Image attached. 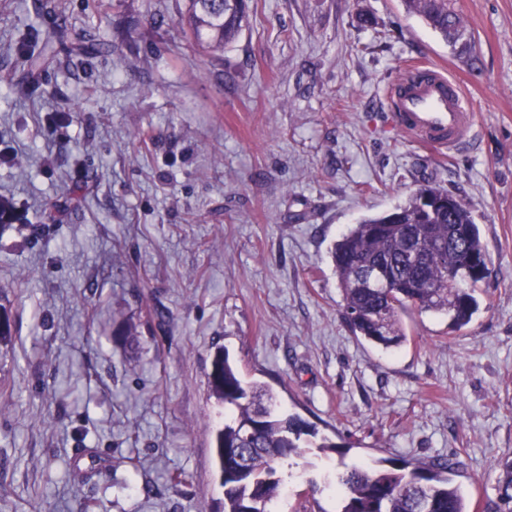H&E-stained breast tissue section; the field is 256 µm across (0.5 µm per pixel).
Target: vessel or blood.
Listing matches in <instances>:
<instances>
[{"label": "vessel or blood", "mask_w": 512, "mask_h": 512, "mask_svg": "<svg viewBox=\"0 0 512 512\" xmlns=\"http://www.w3.org/2000/svg\"><path fill=\"white\" fill-rule=\"evenodd\" d=\"M392 124L440 152H456L472 139L475 114L458 86L435 68L406 74L388 92Z\"/></svg>", "instance_id": "b4317fda"}]
</instances>
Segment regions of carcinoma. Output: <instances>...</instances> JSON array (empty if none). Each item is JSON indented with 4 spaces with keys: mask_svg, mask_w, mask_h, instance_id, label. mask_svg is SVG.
Returning a JSON list of instances; mask_svg holds the SVG:
<instances>
[{
    "mask_svg": "<svg viewBox=\"0 0 512 512\" xmlns=\"http://www.w3.org/2000/svg\"><path fill=\"white\" fill-rule=\"evenodd\" d=\"M403 4L453 56L476 66L475 38L453 0ZM246 21V0H189V33L213 55L224 54ZM450 196L422 185L390 211L351 225L335 242L331 257L343 294L341 316L355 336L385 349L398 347L407 340L402 314L411 308L442 312L453 329L472 321L479 309L474 292L486 277L478 266L490 258L472 210L457 197L444 204ZM208 390L224 406V425L214 436L224 512H271L288 479L281 464L301 454L302 437L316 436L315 427L278 411L276 396L244 381L223 350L212 361ZM458 464L452 454L415 463L388 459L371 471L353 465L339 476L338 512H422L424 501L431 512H468L454 481ZM501 469L489 512H512V456Z\"/></svg>",
    "mask_w": 512,
    "mask_h": 512,
    "instance_id": "cac0c4a2",
    "label": "carcinoma"
}]
</instances>
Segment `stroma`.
Instances as JSON below:
<instances>
[{
    "label": "stroma",
    "mask_w": 512,
    "mask_h": 512,
    "mask_svg": "<svg viewBox=\"0 0 512 512\" xmlns=\"http://www.w3.org/2000/svg\"><path fill=\"white\" fill-rule=\"evenodd\" d=\"M186 7L0 0V150L19 157L0 197L22 213L0 223V512H220V349L348 448L291 459L273 512H338L345 467L452 452L484 512L512 454V0H457L474 69L401 0H247L219 61L183 32ZM416 62L476 113L457 156L387 124V88ZM426 181L473 211L479 309L458 331L411 312L395 349L358 341L330 250Z\"/></svg>",
    "instance_id": "stroma-1"
}]
</instances>
